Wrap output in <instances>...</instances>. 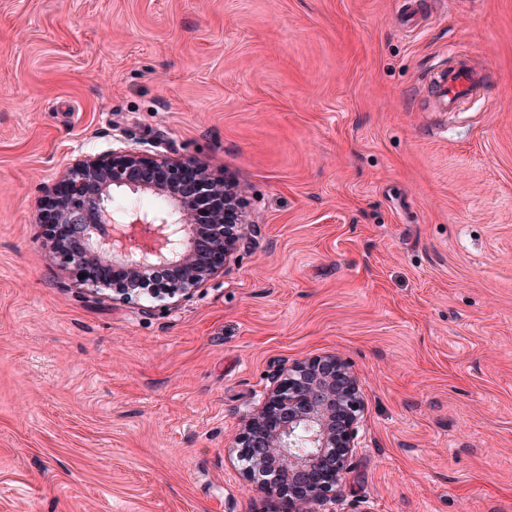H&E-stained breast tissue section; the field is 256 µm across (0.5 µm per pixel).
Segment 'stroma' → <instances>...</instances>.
<instances>
[{
  "label": "stroma",
  "instance_id": "35a3bbf8",
  "mask_svg": "<svg viewBox=\"0 0 512 512\" xmlns=\"http://www.w3.org/2000/svg\"><path fill=\"white\" fill-rule=\"evenodd\" d=\"M422 2L0 0V512H271L244 417L328 354L364 410L323 512H512V0ZM452 48L491 82L428 111ZM127 145L251 224L151 310L38 222Z\"/></svg>",
  "mask_w": 512,
  "mask_h": 512
}]
</instances>
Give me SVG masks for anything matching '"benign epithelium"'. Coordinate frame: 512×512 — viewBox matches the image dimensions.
Masks as SVG:
<instances>
[{"label": "benign epithelium", "instance_id": "7a95c632", "mask_svg": "<svg viewBox=\"0 0 512 512\" xmlns=\"http://www.w3.org/2000/svg\"><path fill=\"white\" fill-rule=\"evenodd\" d=\"M197 168L193 181H183L184 163L137 147L114 150L110 160L90 157L73 164L48 192L39 217L48 247L62 265L84 275L81 285L94 290L151 303L190 294L224 271L250 228L244 217L226 224L219 214L209 224L193 223L194 208H209L226 192L240 193L213 177L208 165ZM119 189L160 198L164 206L115 210L112 192ZM159 267L173 277L130 294V283ZM361 409L355 374L326 355L288 369L263 406L246 417L239 441L255 454L242 471L272 499L274 512H318L336 492L355 448ZM273 466L281 472L279 483L263 478Z\"/></svg>", "mask_w": 512, "mask_h": 512}]
</instances>
